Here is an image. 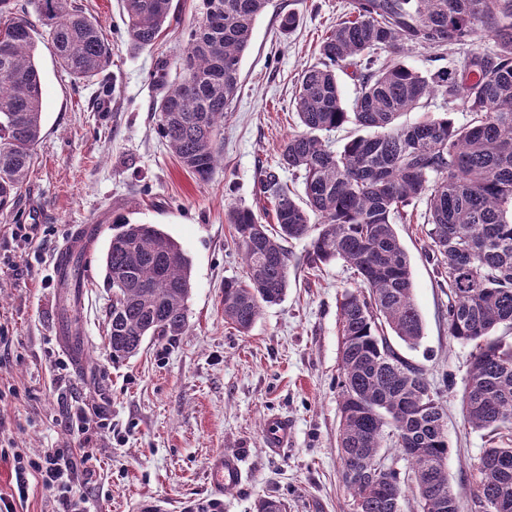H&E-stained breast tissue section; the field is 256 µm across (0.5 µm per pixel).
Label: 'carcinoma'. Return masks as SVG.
I'll list each match as a JSON object with an SVG mask.
<instances>
[{
	"instance_id": "1",
	"label": "carcinoma",
	"mask_w": 512,
	"mask_h": 512,
	"mask_svg": "<svg viewBox=\"0 0 512 512\" xmlns=\"http://www.w3.org/2000/svg\"><path fill=\"white\" fill-rule=\"evenodd\" d=\"M177 56L180 73L152 105L157 129L187 172L213 175L224 117L239 88L241 60L269 0H201ZM60 65L76 80L106 84L112 47L101 25L70 0H35ZM174 0H123L128 43L154 47L174 16ZM489 36L496 50L462 65L417 70L409 47L440 50ZM36 28L0 0V212L14 211L41 138L43 88L34 61ZM353 68L357 94L346 107L337 72ZM472 114L455 124L448 111L413 125L398 118L435 94ZM303 130L289 135L279 167L298 173V199L272 171L261 178L277 230L254 211L231 205L226 223L242 253L245 279L224 282V322L245 333L288 289L284 242L310 239L315 269L341 260L358 286L337 303L341 337L336 439L341 479L353 512H401L404 487L421 512H462L445 460L448 434L440 392L421 366L395 347L423 337L410 265L395 217L423 201L426 236L448 283V336L472 343L462 397L464 422L486 432L476 465L475 497L486 512H512V0H354L350 17L319 46V62L301 74L294 97ZM352 124L362 134L338 149L321 134ZM112 290L107 346L112 362L135 356L144 339L180 336L188 327L190 263L154 224L113 225L104 258ZM384 448L410 461L402 477Z\"/></svg>"
}]
</instances>
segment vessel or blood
<instances>
[{"label": "vessel or blood", "instance_id": "b4317fda", "mask_svg": "<svg viewBox=\"0 0 512 512\" xmlns=\"http://www.w3.org/2000/svg\"><path fill=\"white\" fill-rule=\"evenodd\" d=\"M98 224L76 226L69 239L58 246L52 256V265L56 280L60 285L81 288L90 268L92 247L101 234ZM293 433V425L288 418L272 416L266 421L265 446L278 450ZM209 477L213 488L223 489L238 485L242 479V469L238 459L232 455L215 456L209 466Z\"/></svg>", "mask_w": 512, "mask_h": 512}]
</instances>
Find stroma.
Returning <instances> with one entry per match:
<instances>
[{"instance_id":"1","label":"stroma","mask_w":512,"mask_h":512,"mask_svg":"<svg viewBox=\"0 0 512 512\" xmlns=\"http://www.w3.org/2000/svg\"><path fill=\"white\" fill-rule=\"evenodd\" d=\"M96 17L112 44L110 92L78 83L59 64L47 29L36 37L43 89L42 137L27 181L23 215L0 213V496L11 497L18 458L44 449L72 450L74 495L92 512H190L216 501L220 512H253L256 500H281L286 512H351L340 480L336 435L340 360L336 304L357 278L343 261L313 269L308 240H292L283 300L264 308L248 333L224 322L225 281L243 278L246 265L224 213L244 204L270 211L260 177L278 170L289 134L300 131L294 105L297 80L318 60L322 38L348 17L352 0H270L258 17L240 66V92L224 119L222 162L208 181L196 180L170 153L151 112L162 89L153 76L173 65L200 0H180L181 21L159 44L131 50L120 0H72ZM297 26L282 33L283 15ZM491 39L452 45L441 54L420 48L403 61L421 69L489 52ZM295 194L300 176L278 170ZM126 219L158 225L191 263L187 330L146 338L140 351L113 362L105 344L112 292L102 256L109 225ZM38 223L33 240L12 237V224ZM78 224H102L89 280L75 308L52 272L51 256ZM426 204L409 206L396 231L412 270L424 335L409 358L441 392L447 413L451 487L476 512L474 463L485 441L462 416L461 397L473 345L448 336V288L426 236ZM68 317L85 342L77 369L56 339ZM89 430L69 426L75 408ZM288 417L294 433L276 452L264 446L267 418ZM236 455L241 483L214 492L213 456Z\"/></svg>"}]
</instances>
